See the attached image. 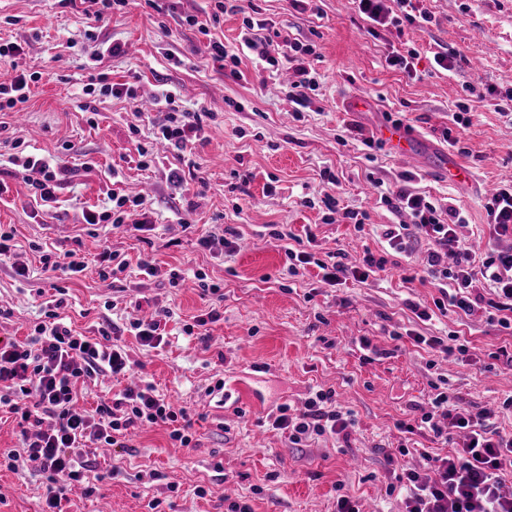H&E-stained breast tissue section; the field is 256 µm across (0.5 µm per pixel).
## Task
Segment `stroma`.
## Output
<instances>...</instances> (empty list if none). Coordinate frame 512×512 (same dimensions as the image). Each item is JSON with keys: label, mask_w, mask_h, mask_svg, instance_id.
Returning <instances> with one entry per match:
<instances>
[{"label": "stroma", "mask_w": 512, "mask_h": 512, "mask_svg": "<svg viewBox=\"0 0 512 512\" xmlns=\"http://www.w3.org/2000/svg\"><path fill=\"white\" fill-rule=\"evenodd\" d=\"M242 14L220 16L210 36L181 21L184 14L207 20L209 0H132L124 12L99 10L97 0H0V44L16 43L17 58L0 59V78L20 67L39 73L28 99L0 112V226L13 229L29 278L15 277L0 264V336L24 337L40 320L54 286L66 288L64 313L73 329L96 335L100 323L123 326L132 302L142 316L163 309L171 316L163 343L141 345L132 332L118 338L167 400L189 409L197 447L181 448L165 426L131 432L122 459L98 456L100 468L120 465L119 474L98 485L94 496L69 495L68 512H151L161 500L165 512H227L235 502L253 512H336L337 484L358 500L360 512H400L385 495L389 456L422 471L432 456L455 454L454 443L427 432L406 433L398 422L412 419L414 407L430 408L437 392L461 398L471 410L498 407L512 397V367L493 359L512 345V330L491 320L485 309L435 314L437 288L420 282V269L403 255L389 253L381 236L395 216L377 204L376 183L410 176L412 191L463 208L464 235L486 222V188L512 176V124L495 106L512 95V0H416L431 22L403 29L377 28L352 9L349 0H242ZM260 13L290 38L312 44L310 64L318 86L302 112L288 100L293 70L270 75L249 58L238 74H219L208 56V40L237 44L243 14ZM119 44L121 52L94 61L96 50ZM418 49L416 76L387 67L388 52ZM456 54L448 72L433 57ZM133 84L135 99L84 94L90 76ZM178 89L182 106L203 113L205 138L191 155L156 153L147 169L138 165L136 146L147 140L159 117L157 99ZM377 101L378 111L347 112V95ZM472 123L454 153L476 176L473 185L454 187L438 169L446 150L444 128L458 104ZM402 119L427 146L419 158L402 159L389 149H370L351 138V127L371 136L375 124ZM61 157L72 175L55 203L33 199L35 170L10 163L11 155ZM191 172L183 186L169 182L171 170ZM339 181L337 212L324 223L323 170ZM120 180L125 192L142 196L155 229L150 242L138 233L108 224H87L83 213L105 208L106 191ZM365 213L363 229L348 214ZM292 236L313 231L309 252L323 259L341 254L348 266L361 265L365 251L386 254L384 271L361 283L347 279L318 286L316 267L289 275L284 241L272 225ZM231 227L243 243L233 254L209 253L198 236ZM80 239L87 257L102 246L129 262L116 279H66L43 270L40 251L59 253ZM152 257L162 270H183L179 286L166 277L141 275L138 265ZM218 284L221 296L202 295L196 273ZM412 299L432 312L419 319L405 308ZM220 321L208 324L205 340L182 334L211 308ZM458 337L461 357H438L414 343L415 335ZM369 348H361L360 339ZM238 380L252 389L241 407H218L209 395L217 381ZM332 389L351 409L356 426L349 447L333 435L294 447L271 417L282 405L303 410L311 392ZM223 462V473L213 469ZM205 487L198 496L197 487ZM44 487L27 471L0 468V512H42Z\"/></svg>", "instance_id": "35a3bbf8"}]
</instances>
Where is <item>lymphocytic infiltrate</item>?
Returning <instances> with one entry per match:
<instances>
[{
    "label": "lymphocytic infiltrate",
    "instance_id": "1",
    "mask_svg": "<svg viewBox=\"0 0 512 512\" xmlns=\"http://www.w3.org/2000/svg\"><path fill=\"white\" fill-rule=\"evenodd\" d=\"M354 9L372 25L401 27L415 23L408 14L411 0H352ZM243 46L255 51L265 69L279 71L291 64L296 79L289 87L292 103L303 107L307 92L317 80L307 64L312 45L283 36L265 18L247 16L242 20ZM169 110L155 126L154 136L168 142L176 156H183L203 130L200 113L175 109L177 94L163 95ZM105 210H89L88 224L127 226L148 232L152 222L140 197L113 189ZM380 203L394 213L408 214L409 222L386 225L382 237L390 250L408 255L423 252L424 281L437 288L439 311L471 312L484 305L500 315L504 329H512V250L497 248L498 240L512 238V181L486 197L488 237L483 251L462 237L459 228L466 219L459 209L441 205L399 185L380 191ZM288 272L296 276L307 266L320 269L323 283L336 286L347 279L367 281L382 270L385 258L366 255L359 268H348L339 260H322L306 250L286 249ZM44 269L76 275L92 269L100 278L117 276L127 268L125 258L110 247L87 258L69 249L54 256L42 254ZM63 299L47 301L44 318L25 338H0V409L14 414L20 428L21 451L0 454L8 469L24 466L46 486L45 512H64L63 504L73 489L91 496L102 474L96 473L88 451L98 445L123 448L130 429L144 425H167L169 437L181 447H195L190 413L174 407L145 380L130 382L118 393L101 397L96 408L80 407L79 398L87 380L99 375H126L132 363L126 350L108 345L97 337L76 333L59 313ZM443 422H436L435 412ZM495 412L470 411L451 404L447 393H439L433 408L421 412L416 424L401 423L406 432L423 429L435 437L451 440L461 436L454 456L433 457L426 470L402 469L388 483L387 495L401 498L403 512H512V498L501 492L502 478L512 472V436L500 433ZM284 430L292 444L333 434L349 439L356 425L353 413L337 403L334 390H318L306 402L303 412L281 406L272 421Z\"/></svg>",
    "mask_w": 512,
    "mask_h": 512
}]
</instances>
